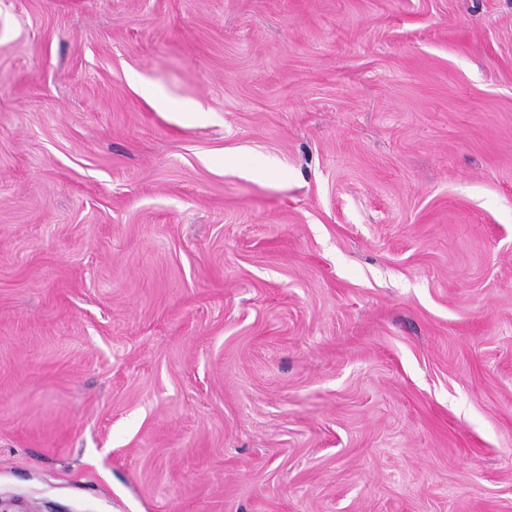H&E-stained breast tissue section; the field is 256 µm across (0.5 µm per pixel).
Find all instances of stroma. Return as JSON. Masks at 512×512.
Returning a JSON list of instances; mask_svg holds the SVG:
<instances>
[{"instance_id":"1","label":"stroma","mask_w":512,"mask_h":512,"mask_svg":"<svg viewBox=\"0 0 512 512\" xmlns=\"http://www.w3.org/2000/svg\"><path fill=\"white\" fill-rule=\"evenodd\" d=\"M28 507L512 512V0H0Z\"/></svg>"}]
</instances>
